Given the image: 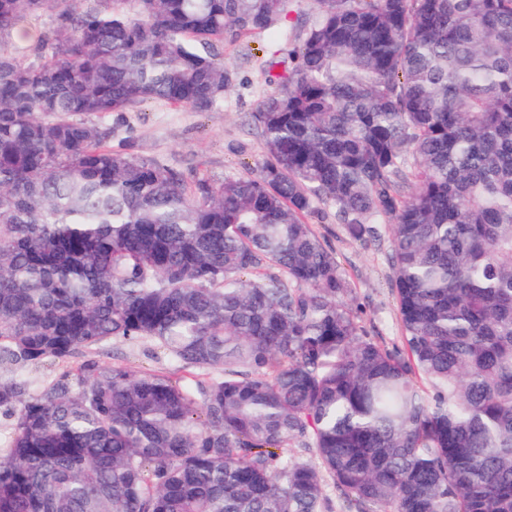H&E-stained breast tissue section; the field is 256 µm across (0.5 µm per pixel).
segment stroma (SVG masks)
Wrapping results in <instances>:
<instances>
[{
  "mask_svg": "<svg viewBox=\"0 0 512 512\" xmlns=\"http://www.w3.org/2000/svg\"><path fill=\"white\" fill-rule=\"evenodd\" d=\"M285 28L247 34L224 43L221 57L234 81L223 106L195 112L165 103H149L132 112L113 114L112 148L161 160L187 180L214 182L247 174L264 157V141L252 114L259 102L276 91L268 77L271 57L288 60L304 29L315 15L311 0H289ZM308 221L339 260L362 304L369 334L387 345H400L397 312L391 285L390 239L363 242L350 238L334 215L309 216ZM96 358L191 382L206 378L204 370L184 368L151 342L114 341L95 350Z\"/></svg>",
  "mask_w": 512,
  "mask_h": 512,
  "instance_id": "1",
  "label": "stroma"
}]
</instances>
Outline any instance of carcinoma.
I'll return each mask as SVG.
<instances>
[{
	"label": "carcinoma",
	"instance_id": "cac0c4a2",
	"mask_svg": "<svg viewBox=\"0 0 512 512\" xmlns=\"http://www.w3.org/2000/svg\"><path fill=\"white\" fill-rule=\"evenodd\" d=\"M288 7L0 0V370L83 356L0 379V512H512V0H314L253 173L107 147L98 117L222 104L218 46ZM326 209L390 235L403 347L363 326ZM140 338L215 376L85 355ZM54 11L51 8L44 9L37 19L28 20L20 24L7 39L14 44H31L37 40L40 33L52 25ZM83 359L82 356H76L68 363L41 362L29 365L19 371L30 384L32 390H38L48 384L55 376L67 367H75Z\"/></svg>",
	"mask_w": 512,
	"mask_h": 512
}]
</instances>
